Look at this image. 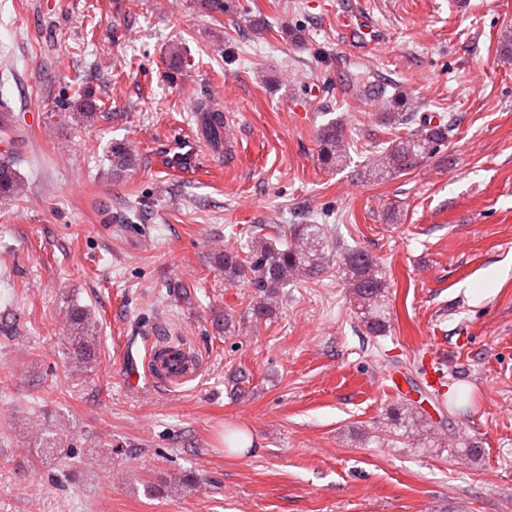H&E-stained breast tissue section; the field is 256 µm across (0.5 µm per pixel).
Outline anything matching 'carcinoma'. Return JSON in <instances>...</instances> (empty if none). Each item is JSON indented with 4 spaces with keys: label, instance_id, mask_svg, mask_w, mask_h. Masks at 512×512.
Instances as JSON below:
<instances>
[{
    "label": "carcinoma",
    "instance_id": "cac0c4a2",
    "mask_svg": "<svg viewBox=\"0 0 512 512\" xmlns=\"http://www.w3.org/2000/svg\"><path fill=\"white\" fill-rule=\"evenodd\" d=\"M203 113V121L215 148L221 146L224 115L203 100L194 104ZM414 112H388V127L404 126L408 131L390 141V145L371 163L370 175L383 177L414 168L425 155L434 152L448 139V125L434 124L422 118L421 127L409 128L415 122ZM320 160L327 167H341L348 158V145L343 130L335 123L320 133ZM135 157L121 144L112 146V175L128 171ZM20 191V179L11 162L0 161V198H10ZM326 229L322 224H290L276 239L257 237L248 255L224 253V277L230 282H244L254 289V309L260 315L273 313L284 288L324 271L328 259L324 253ZM343 274L359 301L360 322L367 332L379 336L389 327L390 317L385 302L387 281L375 260L363 251H349L342 259ZM393 425L406 432L418 429L421 420L409 410H394Z\"/></svg>",
    "mask_w": 512,
    "mask_h": 512
}]
</instances>
